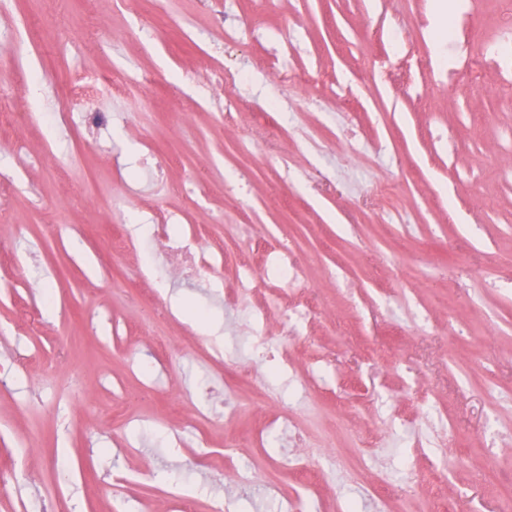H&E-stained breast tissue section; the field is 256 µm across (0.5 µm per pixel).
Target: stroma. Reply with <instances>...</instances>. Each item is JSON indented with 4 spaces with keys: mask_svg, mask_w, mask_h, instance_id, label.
<instances>
[{
    "mask_svg": "<svg viewBox=\"0 0 512 512\" xmlns=\"http://www.w3.org/2000/svg\"><path fill=\"white\" fill-rule=\"evenodd\" d=\"M439 0H0V88L26 124H0V467L21 489L0 490V512L23 499L56 512H171L180 485L193 512L236 496L224 438L269 412L271 365H253L248 330L224 305L239 259L287 244L311 286L316 315L293 340L296 371L321 365L329 381L287 409L306 446L341 462L377 442L378 462L416 452L415 477L390 483L393 512H498L495 466L512 479V149L487 143L512 127V79L479 65L488 41L512 38V0H468L455 33L473 60L449 76L437 45ZM294 50L284 53L282 40ZM121 68L118 92L97 85ZM312 72L316 83L293 77ZM88 84L112 124L86 134L64 111L68 85ZM481 97L486 118L468 116ZM275 108L278 125L256 124ZM252 140L249 160L233 143ZM162 169L144 165L147 149ZM112 197L107 240L91 229L87 171ZM402 186L387 198L381 181ZM413 218L389 222L390 207ZM179 213L170 232L196 229L204 252L225 255L220 278L198 286L158 262L144 278L149 227ZM429 283L421 314L400 303ZM218 323L220 339L200 331ZM237 348L234 414L215 390L214 349ZM445 405L456 451L413 450L410 431L377 410ZM90 391L96 404L81 405ZM247 445L281 499L294 473L279 449ZM308 512L358 498L367 472L338 484L321 473ZM151 476L135 496L125 481Z\"/></svg>",
    "mask_w": 512,
    "mask_h": 512,
    "instance_id": "stroma-1",
    "label": "stroma"
}]
</instances>
